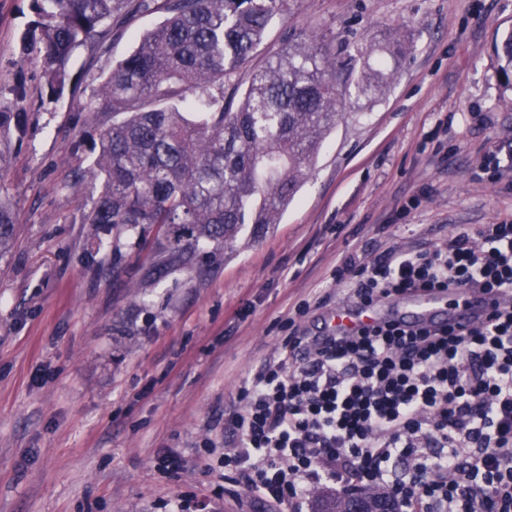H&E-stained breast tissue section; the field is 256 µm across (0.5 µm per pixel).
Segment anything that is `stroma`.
<instances>
[{
    "mask_svg": "<svg viewBox=\"0 0 512 512\" xmlns=\"http://www.w3.org/2000/svg\"><path fill=\"white\" fill-rule=\"evenodd\" d=\"M33 0H0V101L25 111L0 191L16 239L0 262V512H276L225 477L224 421L244 379L284 340L290 312L321 333L346 254L419 248L459 224L512 222V176L487 159L512 142V90L493 46L512 0H288L255 59L288 39L336 49L400 38L382 96L347 94L316 167L274 228L245 225L232 251L156 266L133 231L96 232L89 169L100 72L156 26L145 14L51 97L21 37ZM24 85L25 96L14 89ZM181 458L162 471L163 455Z\"/></svg>",
    "mask_w": 512,
    "mask_h": 512,
    "instance_id": "1",
    "label": "stroma"
}]
</instances>
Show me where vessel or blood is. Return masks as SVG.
I'll return each instance as SVG.
<instances>
[{
    "mask_svg": "<svg viewBox=\"0 0 512 512\" xmlns=\"http://www.w3.org/2000/svg\"><path fill=\"white\" fill-rule=\"evenodd\" d=\"M490 295L474 294L464 290L448 289L437 292H413L407 308L398 320L408 327L452 324L458 328L469 327L473 322L486 319L492 311ZM380 304H352L339 306L329 320L341 335L356 334L363 327L378 323Z\"/></svg>",
    "mask_w": 512,
    "mask_h": 512,
    "instance_id": "1",
    "label": "vessel or blood"
}]
</instances>
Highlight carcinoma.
Listing matches in <instances>:
<instances>
[{"label": "carcinoma", "instance_id": "cac0c4a2", "mask_svg": "<svg viewBox=\"0 0 512 512\" xmlns=\"http://www.w3.org/2000/svg\"><path fill=\"white\" fill-rule=\"evenodd\" d=\"M38 16L26 37L48 91L72 79L73 53L110 51L112 38L143 14L163 20L133 51L100 74L90 111L112 118L99 134L92 172L100 187L86 224L121 233L155 232L173 261L200 257L211 243L227 250L245 224L280 223L309 177L323 138L336 126V69L359 70L355 88L373 96L390 87L374 45L343 57L325 41L291 43L252 71L240 97L224 86L248 66L285 0H33ZM496 73L512 89V29L495 43ZM24 116L0 104V166ZM15 209L0 193V261L13 243ZM350 495L318 496L316 512H345Z\"/></svg>", "mask_w": 512, "mask_h": 512}]
</instances>
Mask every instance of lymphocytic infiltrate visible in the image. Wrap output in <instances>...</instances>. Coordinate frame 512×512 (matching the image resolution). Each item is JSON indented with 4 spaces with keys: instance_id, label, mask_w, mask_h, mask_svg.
I'll use <instances>...</instances> for the list:
<instances>
[{
    "instance_id": "obj_1",
    "label": "lymphocytic infiltrate",
    "mask_w": 512,
    "mask_h": 512,
    "mask_svg": "<svg viewBox=\"0 0 512 512\" xmlns=\"http://www.w3.org/2000/svg\"><path fill=\"white\" fill-rule=\"evenodd\" d=\"M333 283L363 304L448 288L498 300L464 333L393 321L352 336L292 332L239 390L225 470L281 512H303L313 489L357 482L402 512H512V223L349 254ZM397 459L410 464L400 476Z\"/></svg>"
}]
</instances>
